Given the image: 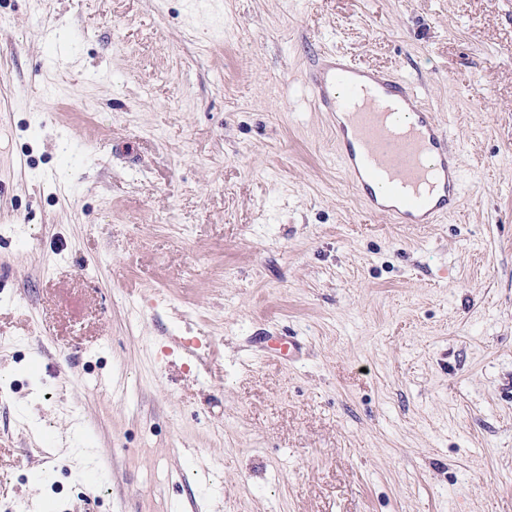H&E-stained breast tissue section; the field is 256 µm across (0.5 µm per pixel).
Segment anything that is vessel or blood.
<instances>
[{
  "mask_svg": "<svg viewBox=\"0 0 512 512\" xmlns=\"http://www.w3.org/2000/svg\"><path fill=\"white\" fill-rule=\"evenodd\" d=\"M307 87L334 132L336 163L369 213L436 224L458 209L460 152L411 80L326 52Z\"/></svg>",
  "mask_w": 512,
  "mask_h": 512,
  "instance_id": "obj_1",
  "label": "vessel or blood"
}]
</instances>
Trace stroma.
Segmentation results:
<instances>
[{
	"instance_id": "obj_1",
	"label": "stroma",
	"mask_w": 512,
	"mask_h": 512,
	"mask_svg": "<svg viewBox=\"0 0 512 512\" xmlns=\"http://www.w3.org/2000/svg\"><path fill=\"white\" fill-rule=\"evenodd\" d=\"M412 80L437 224L305 82ZM0 510L512 512V0H0ZM307 82L334 132L336 163L369 213L437 224L458 209L460 152L411 80L324 52Z\"/></svg>"
}]
</instances>
